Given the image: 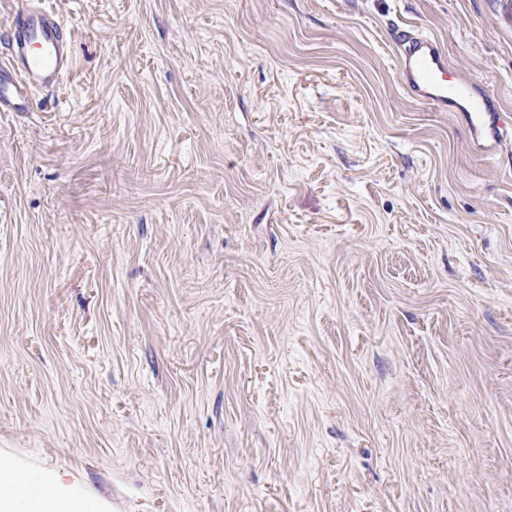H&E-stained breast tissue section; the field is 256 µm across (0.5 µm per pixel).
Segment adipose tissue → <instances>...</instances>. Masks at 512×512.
Wrapping results in <instances>:
<instances>
[{"label": "adipose tissue", "mask_w": 512, "mask_h": 512, "mask_svg": "<svg viewBox=\"0 0 512 512\" xmlns=\"http://www.w3.org/2000/svg\"><path fill=\"white\" fill-rule=\"evenodd\" d=\"M0 512H112V501L80 473L1 453Z\"/></svg>", "instance_id": "adipose-tissue-1"}]
</instances>
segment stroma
Returning a JSON list of instances; mask_svg holds the SVG:
<instances>
[{
	"label": "stroma",
	"instance_id": "35a3bbf8",
	"mask_svg": "<svg viewBox=\"0 0 512 512\" xmlns=\"http://www.w3.org/2000/svg\"><path fill=\"white\" fill-rule=\"evenodd\" d=\"M0 112V451L112 512H512V0H46ZM0 67V111L19 109L26 90L55 88L72 70L71 43L64 25L44 9L26 5L5 38ZM392 37L400 84L414 102L433 112H459L475 144L502 148L512 140V114L489 110L472 83L451 74L435 37L412 27H399Z\"/></svg>",
	"mask_w": 512,
	"mask_h": 512
}]
</instances>
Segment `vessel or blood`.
Here are the masks:
<instances>
[{
  "mask_svg": "<svg viewBox=\"0 0 512 512\" xmlns=\"http://www.w3.org/2000/svg\"><path fill=\"white\" fill-rule=\"evenodd\" d=\"M0 65V111L18 110L24 91L50 89L72 69L71 43L63 24L44 9L28 6L5 38ZM399 81L410 98L434 112L460 113L475 144L512 142V114L489 110L473 84L453 76L440 42L416 28L393 32Z\"/></svg>",
  "mask_w": 512,
  "mask_h": 512,
  "instance_id": "vessel-or-blood-1",
  "label": "vessel or blood"
}]
</instances>
